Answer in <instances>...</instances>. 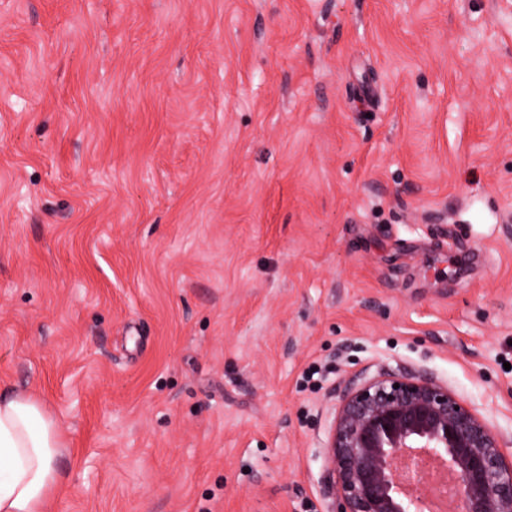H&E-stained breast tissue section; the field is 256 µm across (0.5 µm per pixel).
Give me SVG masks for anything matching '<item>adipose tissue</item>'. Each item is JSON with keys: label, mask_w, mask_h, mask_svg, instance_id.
Segmentation results:
<instances>
[{"label": "adipose tissue", "mask_w": 512, "mask_h": 512, "mask_svg": "<svg viewBox=\"0 0 512 512\" xmlns=\"http://www.w3.org/2000/svg\"><path fill=\"white\" fill-rule=\"evenodd\" d=\"M55 416L30 394H0V512H49L66 477Z\"/></svg>", "instance_id": "1"}]
</instances>
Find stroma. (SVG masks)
Instances as JSON below:
<instances>
[{"instance_id": "stroma-1", "label": "stroma", "mask_w": 512, "mask_h": 512, "mask_svg": "<svg viewBox=\"0 0 512 512\" xmlns=\"http://www.w3.org/2000/svg\"><path fill=\"white\" fill-rule=\"evenodd\" d=\"M405 369L512 453V0H0V390L61 424L53 512H333L343 391Z\"/></svg>"}]
</instances>
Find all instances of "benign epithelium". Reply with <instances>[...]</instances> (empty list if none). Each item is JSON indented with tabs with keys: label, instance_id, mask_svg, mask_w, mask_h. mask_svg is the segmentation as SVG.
Segmentation results:
<instances>
[{
	"label": "benign epithelium",
	"instance_id": "obj_1",
	"mask_svg": "<svg viewBox=\"0 0 512 512\" xmlns=\"http://www.w3.org/2000/svg\"><path fill=\"white\" fill-rule=\"evenodd\" d=\"M424 459L453 466L460 512H512V458L448 385L383 372L345 392L324 452L336 512H422Z\"/></svg>",
	"mask_w": 512,
	"mask_h": 512
}]
</instances>
